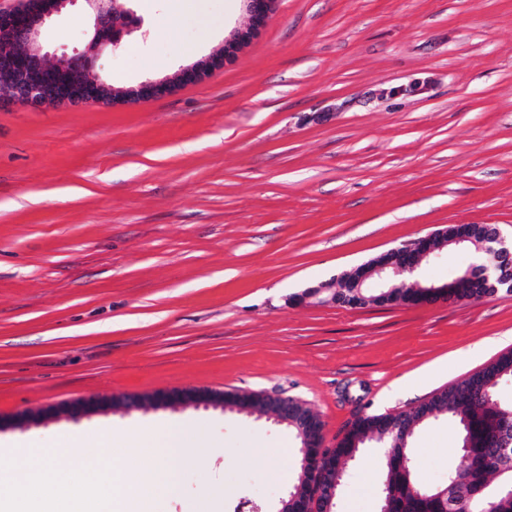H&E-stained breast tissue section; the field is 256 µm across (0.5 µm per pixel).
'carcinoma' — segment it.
Listing matches in <instances>:
<instances>
[{
  "label": "carcinoma",
  "mask_w": 512,
  "mask_h": 512,
  "mask_svg": "<svg viewBox=\"0 0 512 512\" xmlns=\"http://www.w3.org/2000/svg\"><path fill=\"white\" fill-rule=\"evenodd\" d=\"M427 283L417 288L410 282L393 294L404 304H416L428 295ZM512 379V351L502 354L485 369L443 389L433 416L421 408L408 412L368 415L360 420L326 458L315 446L300 449L299 481L302 496L312 493L315 473L357 454L365 439L375 435L386 448V467L381 480L384 512H512V402L501 401L502 383ZM455 422L462 434L465 464L448 469L445 481L428 486L416 480L410 457V441L417 426L433 417ZM400 422L410 429L407 437H394L391 426ZM502 474L495 475V472Z\"/></svg>",
  "instance_id": "1"
}]
</instances>
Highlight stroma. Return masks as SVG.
Here are the masks:
<instances>
[{
    "label": "stroma",
    "mask_w": 512,
    "mask_h": 512,
    "mask_svg": "<svg viewBox=\"0 0 512 512\" xmlns=\"http://www.w3.org/2000/svg\"><path fill=\"white\" fill-rule=\"evenodd\" d=\"M140 28L95 60L115 90L176 79L249 27L244 0H119ZM82 0L42 28L47 60L84 50ZM448 224L512 236V0H276L259 34L164 98L0 104V417L91 394L277 391L326 445L359 414L408 411L512 350V296L350 309L304 298ZM474 261L444 248L415 276ZM181 496L274 512L299 443L267 418L188 406L4 426L33 447L78 429L162 436ZM444 418L413 435L417 479L461 464ZM385 451L349 465L336 512H379Z\"/></svg>",
    "instance_id": "35a3bbf8"
}]
</instances>
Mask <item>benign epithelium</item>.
Returning <instances> with one entry per match:
<instances>
[{"mask_svg": "<svg viewBox=\"0 0 512 512\" xmlns=\"http://www.w3.org/2000/svg\"><path fill=\"white\" fill-rule=\"evenodd\" d=\"M78 0H18L9 11H0V45L11 49L9 54L0 55V101L21 105L42 107L47 105L79 106L88 102L115 104L155 99L171 94L181 84L200 83L206 80L213 70L224 66V60L247 42L261 27L276 0H246L252 17V28L234 34L225 42L222 51L201 59L183 69L177 82L149 81L135 88L115 92L112 86L101 79L94 70L92 59L105 48L118 45L123 36L136 26L133 14L116 18L105 5L106 0H83L94 14L95 36L77 59L59 58L47 62L36 46L42 25L53 15L61 12L68 4ZM480 238L488 250L496 257L497 265L484 262L471 265L470 273L464 282L465 288H490L495 292L506 291L512 294V275L507 273V265H512V240L502 236L498 228L487 232L453 233L448 237V228L438 229L426 236L401 243L377 258L363 263L349 273L350 288L358 297L371 283H377L389 276H397L405 271L417 269L425 260L438 256V252L452 243L459 245L465 241ZM318 297L320 302L345 306L336 299V289L325 282L307 289L293 298L300 302L305 298ZM351 308L357 304L347 305ZM271 408L255 410L250 400L243 394L230 395L207 389L173 388L147 396L108 397L89 395L66 404L52 406L37 413L21 415L23 424H39L51 419L66 417L73 420L105 413L110 410L132 411L147 407L155 409H177L186 405L220 407L236 410L249 416L266 417L276 423L296 430L298 436L310 440V432L305 417L288 414V398L270 395ZM336 468L318 479L314 486L309 506L327 505L336 499Z\"/></svg>", "mask_w": 512, "mask_h": 512, "instance_id": "benign-epithelium-1", "label": "benign epithelium"}]
</instances>
